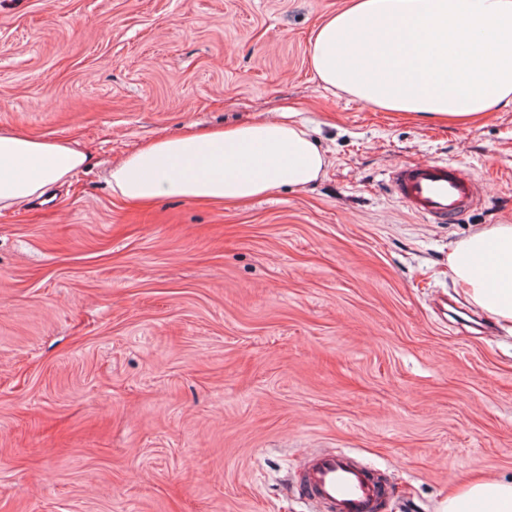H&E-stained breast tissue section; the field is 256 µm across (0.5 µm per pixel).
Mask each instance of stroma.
<instances>
[{
  "instance_id": "stroma-1",
  "label": "stroma",
  "mask_w": 512,
  "mask_h": 512,
  "mask_svg": "<svg viewBox=\"0 0 512 512\" xmlns=\"http://www.w3.org/2000/svg\"><path fill=\"white\" fill-rule=\"evenodd\" d=\"M348 0H0V125L97 159L0 211V512H309L322 450L382 474L384 512L512 480V335L448 250L512 224V106L469 127L324 87L311 36ZM295 112L316 183L247 204L113 196L111 162L185 127ZM486 189L456 224L391 194L401 161Z\"/></svg>"
}]
</instances>
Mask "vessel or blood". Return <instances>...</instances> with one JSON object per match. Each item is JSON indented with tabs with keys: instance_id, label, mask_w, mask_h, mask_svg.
<instances>
[{
	"instance_id": "vessel-or-blood-1",
	"label": "vessel or blood",
	"mask_w": 512,
	"mask_h": 512,
	"mask_svg": "<svg viewBox=\"0 0 512 512\" xmlns=\"http://www.w3.org/2000/svg\"><path fill=\"white\" fill-rule=\"evenodd\" d=\"M389 185L411 212L439 224L458 221L483 194L460 168L439 161L396 164L389 172ZM303 467L301 494L310 512H382L384 479L352 456L324 451Z\"/></svg>"
}]
</instances>
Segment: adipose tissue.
Wrapping results in <instances>:
<instances>
[{
	"instance_id": "ef3b65f1",
	"label": "adipose tissue",
	"mask_w": 512,
	"mask_h": 512,
	"mask_svg": "<svg viewBox=\"0 0 512 512\" xmlns=\"http://www.w3.org/2000/svg\"><path fill=\"white\" fill-rule=\"evenodd\" d=\"M311 67L326 86L386 112L476 121L512 105V0H350L315 30ZM72 142L0 127V211L43 196L88 167ZM325 152L279 118L152 139L113 163L125 201L245 202L324 175ZM456 285L512 332V224L470 233L448 252ZM512 512V481L463 483L443 512Z\"/></svg>"
}]
</instances>
